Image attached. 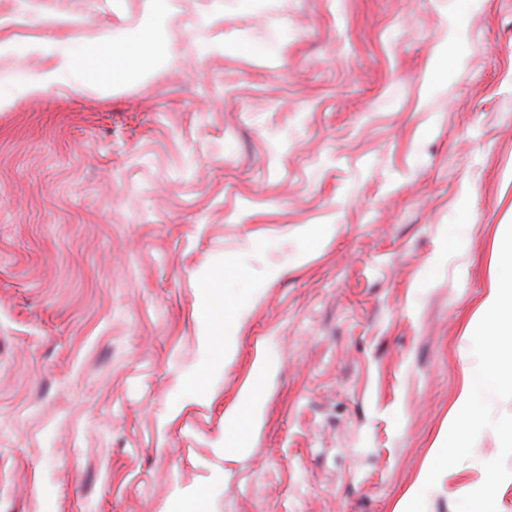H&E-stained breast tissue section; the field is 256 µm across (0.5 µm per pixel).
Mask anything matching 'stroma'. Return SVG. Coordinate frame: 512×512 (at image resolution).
Here are the masks:
<instances>
[{"label":"stroma","instance_id":"obj_1","mask_svg":"<svg viewBox=\"0 0 512 512\" xmlns=\"http://www.w3.org/2000/svg\"><path fill=\"white\" fill-rule=\"evenodd\" d=\"M156 8L0 0V40L75 53ZM158 19L146 77L0 109V512H393L512 222V0ZM207 288L244 311L224 359ZM262 349V417L228 461L224 407ZM499 450L482 430L426 512H454Z\"/></svg>","mask_w":512,"mask_h":512}]
</instances>
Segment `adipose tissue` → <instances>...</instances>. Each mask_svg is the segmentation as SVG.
Returning a JSON list of instances; mask_svg holds the SVG:
<instances>
[{
    "mask_svg": "<svg viewBox=\"0 0 512 512\" xmlns=\"http://www.w3.org/2000/svg\"><path fill=\"white\" fill-rule=\"evenodd\" d=\"M154 36L155 26L151 23L141 27L137 39L130 43L117 42L112 32L106 30L87 43L76 55L60 51L58 40L51 36L23 44L0 41V57L39 54L50 62L46 71L34 77L18 78L9 73H0V109L10 106L18 97L53 86L61 85L74 93L83 92L91 87L94 75L108 70L120 77L130 71L142 72L141 49ZM208 309L210 315L206 320L205 335L209 338L217 337L220 356H229L237 344L242 316L237 312L225 313L214 296L208 300ZM275 366L273 357L262 352L257 353L248 379L234 401L225 409V460H233L244 451L249 434L262 412L260 389Z\"/></svg>",
    "mask_w": 512,
    "mask_h": 512,
    "instance_id": "ef3b65f1",
    "label": "adipose tissue"
}]
</instances>
